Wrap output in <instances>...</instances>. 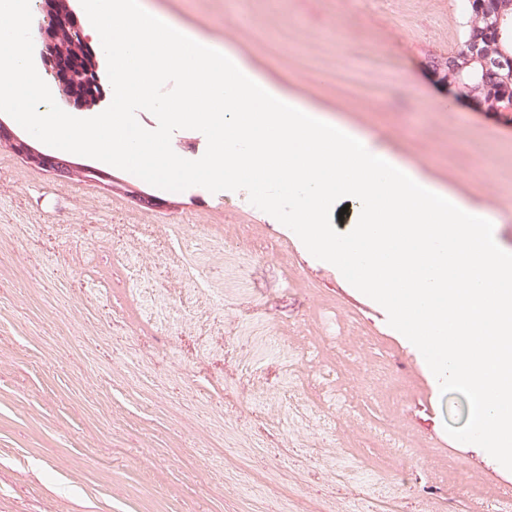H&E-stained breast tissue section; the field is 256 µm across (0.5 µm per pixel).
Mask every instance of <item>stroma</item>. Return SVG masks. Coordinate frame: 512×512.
<instances>
[{
    "mask_svg": "<svg viewBox=\"0 0 512 512\" xmlns=\"http://www.w3.org/2000/svg\"><path fill=\"white\" fill-rule=\"evenodd\" d=\"M145 3L489 208L512 250V124L443 68L462 0ZM106 171L0 146V512H512V471L446 432L467 399L334 265L245 191ZM5 143L16 154L26 159L28 162H34L39 167L52 172L61 179H69L74 175L82 174L85 177H108L102 170L90 166L73 163L67 159H62L54 155L35 149L30 144V139L15 133L7 124L0 120V145Z\"/></svg>",
    "mask_w": 512,
    "mask_h": 512,
    "instance_id": "stroma-1",
    "label": "stroma"
}]
</instances>
